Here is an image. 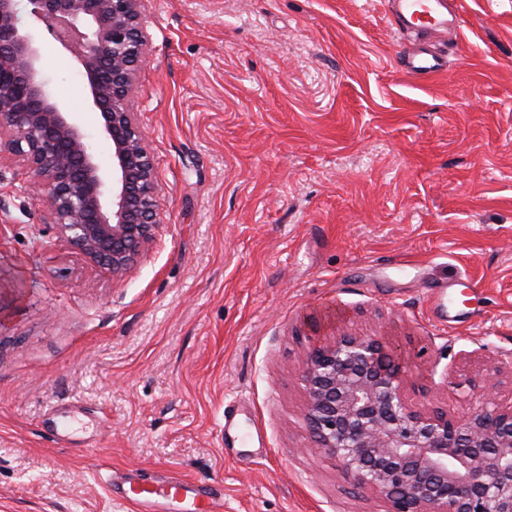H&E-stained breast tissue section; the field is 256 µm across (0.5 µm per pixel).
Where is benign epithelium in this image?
Returning <instances> with one entry per match:
<instances>
[{
    "mask_svg": "<svg viewBox=\"0 0 512 512\" xmlns=\"http://www.w3.org/2000/svg\"><path fill=\"white\" fill-rule=\"evenodd\" d=\"M20 0H0V158H19L48 223L94 265L126 273L159 226L156 175L131 112L147 51L140 0H26L31 21L76 60L112 143L101 168L79 117L52 93ZM306 423L318 447L388 512H512V404L483 377L482 401L457 417L409 409L402 370L376 336L343 332L302 362Z\"/></svg>",
    "mask_w": 512,
    "mask_h": 512,
    "instance_id": "1",
    "label": "benign epithelium"
}]
</instances>
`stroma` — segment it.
Wrapping results in <instances>:
<instances>
[{"label":"stroma","mask_w":512,"mask_h":512,"mask_svg":"<svg viewBox=\"0 0 512 512\" xmlns=\"http://www.w3.org/2000/svg\"><path fill=\"white\" fill-rule=\"evenodd\" d=\"M452 8L421 80L386 0H140L138 262L93 265L0 159V512H126L105 468L219 481L223 512H388L317 449L300 366L382 336L408 407L457 413L512 359V0ZM28 31L111 168L81 69ZM462 276L476 311L441 326L426 285ZM400 63L407 74L421 77L441 72L448 61L442 50L411 42L400 51Z\"/></svg>","instance_id":"stroma-1"}]
</instances>
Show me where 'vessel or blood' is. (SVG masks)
Listing matches in <instances>:
<instances>
[{
    "label": "vessel or blood",
    "mask_w": 512,
    "mask_h": 512,
    "mask_svg": "<svg viewBox=\"0 0 512 512\" xmlns=\"http://www.w3.org/2000/svg\"><path fill=\"white\" fill-rule=\"evenodd\" d=\"M389 4L403 33L441 36L456 28L448 0H389ZM400 63L407 74L421 77L441 72L448 61L442 50L412 42L403 46ZM119 498L127 512H148L157 501L165 502L168 512H216L218 506L217 499L194 481L166 473L128 479Z\"/></svg>",
    "instance_id": "obj_1"
}]
</instances>
